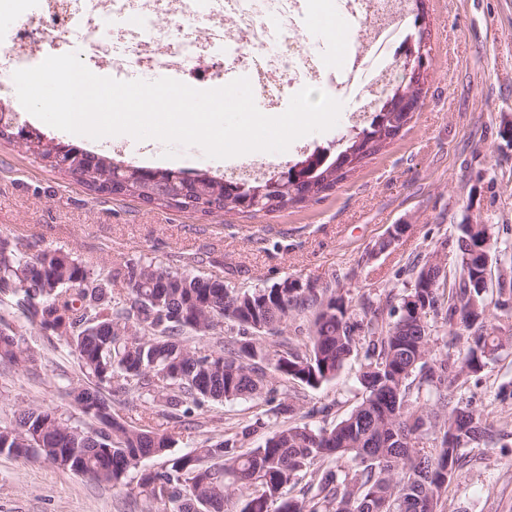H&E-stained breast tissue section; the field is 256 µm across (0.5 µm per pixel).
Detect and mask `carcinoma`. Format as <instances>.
Instances as JSON below:
<instances>
[{
	"instance_id": "cac0c4a2",
	"label": "carcinoma",
	"mask_w": 512,
	"mask_h": 512,
	"mask_svg": "<svg viewBox=\"0 0 512 512\" xmlns=\"http://www.w3.org/2000/svg\"><path fill=\"white\" fill-rule=\"evenodd\" d=\"M378 117L372 113L335 151L306 154L320 165L313 181L288 183L248 216L320 200L345 179L336 174L340 160L353 139L373 132ZM70 148L81 161L65 173L95 195L137 197L181 212L203 199L217 220L243 213L238 186L269 179L201 172L198 186L187 187L181 169L135 165L129 172L108 155ZM23 151L58 168L52 137L38 134ZM480 237L490 241L488 251L496 249L491 225H459L453 278L446 264H424L403 294L355 304L339 289L288 277L266 288H228L190 264L174 270L131 259L115 274L96 273L70 253L0 239V365L36 366L23 328L37 326L73 357L80 378L66 393L82 414L74 421L41 405L18 408L11 424H0V454L40 458L99 484L124 485L134 474L156 512H226L243 493L241 512H438L469 450L508 436L466 395L470 375L512 348V330L488 324L490 308L509 306L504 285L484 287L489 262L466 260L469 242ZM118 277L125 294L112 288ZM221 322L230 333L217 328ZM437 322L442 341L432 335ZM355 352L363 357L362 401L329 429L304 422L288 382L316 388ZM130 395L142 402L140 425L116 410ZM257 399L274 422L231 423L221 439L207 437L189 453L144 467L176 442L155 421L199 428L194 416L210 402ZM270 425L263 443L251 446L257 430ZM307 476L311 497L289 495Z\"/></svg>"
}]
</instances>
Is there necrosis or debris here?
Returning <instances> with one entry per match:
<instances>
[{
    "mask_svg": "<svg viewBox=\"0 0 512 512\" xmlns=\"http://www.w3.org/2000/svg\"><path fill=\"white\" fill-rule=\"evenodd\" d=\"M325 6L362 22L347 73L387 50L347 103L356 126L398 82L411 0H326ZM301 7L302 0H0V63L18 70L75 51L100 76H177L197 89L223 86L232 70L249 78L255 102L277 112L290 88L334 86L326 57L307 47L295 21ZM34 18L51 24L55 41L29 34Z\"/></svg>",
    "mask_w": 512,
    "mask_h": 512,
    "instance_id": "obj_1",
    "label": "necrosis or debris"
}]
</instances>
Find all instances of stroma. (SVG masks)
<instances>
[{
    "instance_id": "stroma-1",
    "label": "stroma",
    "mask_w": 512,
    "mask_h": 512,
    "mask_svg": "<svg viewBox=\"0 0 512 512\" xmlns=\"http://www.w3.org/2000/svg\"><path fill=\"white\" fill-rule=\"evenodd\" d=\"M433 65L421 109L401 136L370 157L326 197L260 218L223 221L155 208L135 198L94 197L64 172L0 141V238L75 253L95 270L136 259L179 267L231 288H263L290 277L342 289L346 299L402 293L413 265L455 239L458 225L490 224L512 245V0H426ZM405 233L375 245L393 225ZM27 341L41 356L36 373L0 366V420L40 404L69 416L64 393L79 374L68 352ZM362 364L352 355L318 388L289 384L310 424L333 426L358 405ZM468 386L485 417L510 430L503 444L481 448L454 475L441 512H512V351L487 364ZM247 400L212 404L208 430L179 429L171 455L192 451L224 424L263 416ZM135 483L111 487L41 459L0 456V512H145Z\"/></svg>"
}]
</instances>
